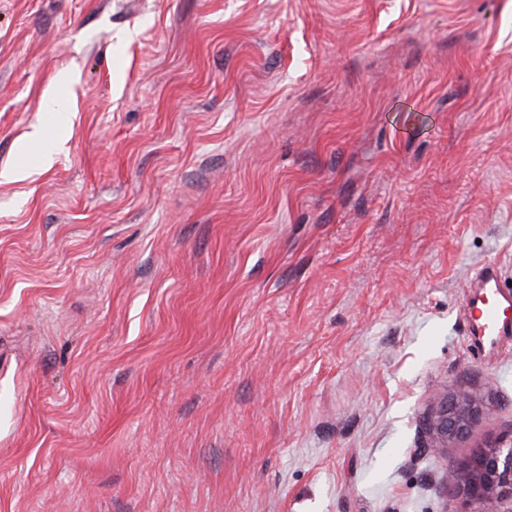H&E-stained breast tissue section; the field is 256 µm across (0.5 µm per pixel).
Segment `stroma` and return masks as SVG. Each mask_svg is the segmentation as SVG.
Here are the masks:
<instances>
[{"mask_svg": "<svg viewBox=\"0 0 512 512\" xmlns=\"http://www.w3.org/2000/svg\"><path fill=\"white\" fill-rule=\"evenodd\" d=\"M24 166L0 512H460L512 431L464 315L512 287V0H0ZM459 387L485 415L433 452Z\"/></svg>", "mask_w": 512, "mask_h": 512, "instance_id": "obj_1", "label": "stroma"}]
</instances>
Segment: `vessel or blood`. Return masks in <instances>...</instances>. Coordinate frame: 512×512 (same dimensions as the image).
<instances>
[{
  "mask_svg": "<svg viewBox=\"0 0 512 512\" xmlns=\"http://www.w3.org/2000/svg\"><path fill=\"white\" fill-rule=\"evenodd\" d=\"M473 286L474 299L466 307L471 333L490 344H498L512 331V319L507 316L512 309V298L502 294L498 274L490 267L475 274Z\"/></svg>",
  "mask_w": 512,
  "mask_h": 512,
  "instance_id": "1",
  "label": "vessel or blood"
}]
</instances>
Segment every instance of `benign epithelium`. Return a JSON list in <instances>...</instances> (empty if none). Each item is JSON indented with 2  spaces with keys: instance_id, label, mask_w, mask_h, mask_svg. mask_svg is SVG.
Instances as JSON below:
<instances>
[{
  "instance_id": "1",
  "label": "benign epithelium",
  "mask_w": 512,
  "mask_h": 512,
  "mask_svg": "<svg viewBox=\"0 0 512 512\" xmlns=\"http://www.w3.org/2000/svg\"><path fill=\"white\" fill-rule=\"evenodd\" d=\"M484 416L478 395L465 388L441 397L436 411L426 420L437 450L470 434ZM452 491L462 497L463 512H503L501 504L512 503V432L475 448L467 467Z\"/></svg>"
}]
</instances>
